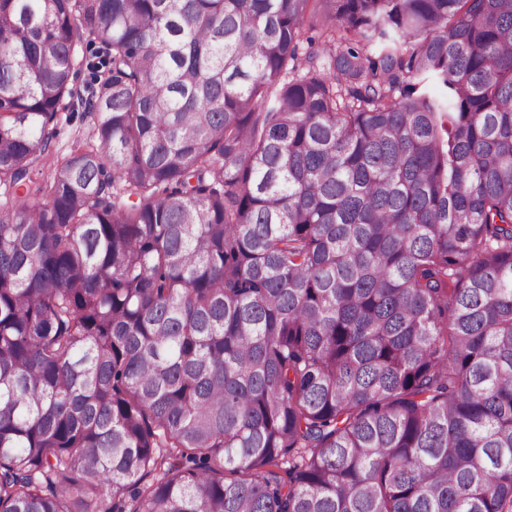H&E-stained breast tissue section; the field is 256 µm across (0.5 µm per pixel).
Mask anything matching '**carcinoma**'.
<instances>
[{"label":"carcinoma","instance_id":"carcinoma-1","mask_svg":"<svg viewBox=\"0 0 512 512\" xmlns=\"http://www.w3.org/2000/svg\"><path fill=\"white\" fill-rule=\"evenodd\" d=\"M0 512H512V0H0ZM80 54L83 55V63L74 73L72 81L83 92L96 78L99 80L103 76L104 50L98 48V45L84 46L80 49ZM66 117H68L67 120ZM57 129L58 135L54 141V149L60 153H66L75 143L76 138L88 133L90 117L81 108L75 112H62Z\"/></svg>","mask_w":512,"mask_h":512}]
</instances>
